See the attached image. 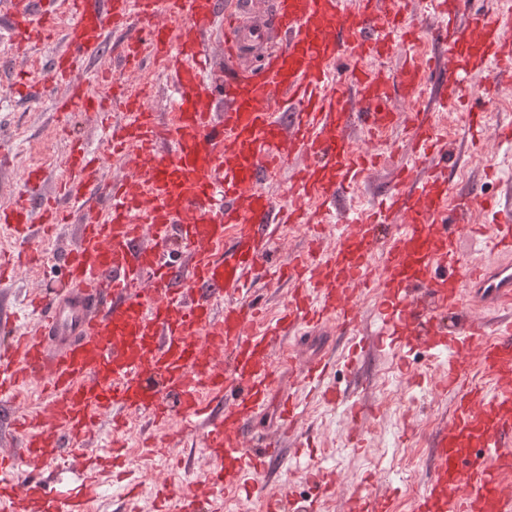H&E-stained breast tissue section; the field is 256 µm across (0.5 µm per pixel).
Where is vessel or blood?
Returning a JSON list of instances; mask_svg holds the SVG:
<instances>
[{"label":"vessel or blood","instance_id":"obj_1","mask_svg":"<svg viewBox=\"0 0 512 512\" xmlns=\"http://www.w3.org/2000/svg\"><path fill=\"white\" fill-rule=\"evenodd\" d=\"M466 4L423 0L411 17L399 0H274L267 23L246 25L220 0H27L9 9L17 53L64 35L52 64L55 80L68 85L57 109L104 114L90 87L109 71L89 82L73 76L118 31L125 66L151 57L178 95L167 121L141 92L125 94L119 121L100 125L101 152L70 141L66 175L41 208L30 201L46 174L33 167L11 208L0 209V224L27 245L18 266L37 263L58 225L78 221L77 243L61 255L63 279L29 303L34 333L20 332L13 314L0 316V394L43 383L40 406L13 419L17 450L0 454V512H16L19 489L42 512H89L113 458H86L73 484L50 491L23 482L24 466L54 463L63 445H78L102 419L118 432L132 416L162 422L175 414L201 426L213 458L228 460L210 478L214 491L255 470L269 479L258 491L260 512H315L312 500L283 494L276 482L291 464L283 446L300 433L299 403L282 397L275 434L260 435L255 420L277 382L273 349L327 323L356 336L365 289L379 298L378 346L404 337L446 369L437 389L451 396L452 410L433 431L434 465L413 512H512V198L495 204L457 192L441 168L457 143L439 134L435 113L415 105L423 71L435 72L439 108L476 94L487 105L467 113L457 142L489 127L512 144V120L493 125L487 113L500 87L512 85V0L473 14ZM272 29L279 47L259 72L243 68L248 47ZM211 32L225 37L219 63L231 75L207 91L219 64L204 48ZM426 38L443 52L423 70L406 54ZM391 55L405 59L396 73L363 65ZM342 58L353 67L339 83ZM475 74L482 83L472 82ZM397 99L409 112V158L383 206L358 213L354 233L324 250L336 189L364 176L373 142L399 120ZM115 155L129 170L118 182L104 177ZM296 157L279 202L263 184ZM285 224L302 228L307 245L264 272ZM463 235L485 239L501 260L463 255ZM174 247L187 257L183 267L167 261ZM263 273L290 289L275 323L259 331L249 294ZM336 361L330 350L306 358L300 383L325 382ZM307 473L334 493L333 469L316 459Z\"/></svg>","mask_w":512,"mask_h":512}]
</instances>
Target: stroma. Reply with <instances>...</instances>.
<instances>
[{
  "label": "stroma",
  "instance_id": "stroma-1",
  "mask_svg": "<svg viewBox=\"0 0 512 512\" xmlns=\"http://www.w3.org/2000/svg\"><path fill=\"white\" fill-rule=\"evenodd\" d=\"M119 43V38H112L101 57L92 63L93 68L109 70L112 76L111 83L96 85V93L107 99L122 90L146 89L147 105L164 119H172L171 78L149 62L135 70L115 67ZM57 48L58 43L53 40L29 56L13 55L7 34L0 28V153L8 158L0 168V207L8 205L19 190L21 175L29 166H43L48 184L62 178V160L69 139H83L92 147L99 143L94 115L75 110L63 114L56 108V101L63 94L50 76V63ZM407 150L402 128L381 134L374 150L381 159L380 165L369 179L342 199V206L356 211L390 192L389 167L400 162ZM446 174L455 184L474 186L486 197H498L505 182L512 181V151L488 144L483 153L447 166ZM74 240V225H62L57 244L45 246L46 259L40 267L13 270L0 281V304L21 310L27 296L61 277L63 270L54 253ZM332 346L342 359L334 366L329 383L337 391L352 394L357 415L312 394L302 395L301 400L306 427L319 435L308 452L334 468L336 493L325 495L298 467L285 476L287 489L294 496L313 499L316 512H345L343 495L355 488L382 498L384 512H411L431 464L429 434L450 405L448 397L433 393L442 367L428 359L423 347H412L402 340L386 350L364 347L353 366L344 360L351 348L350 341L322 333L305 337L303 344L311 355ZM141 426V419L130 421L120 450L124 465L136 472L142 485L140 512H154L153 490L160 481H168L170 492L175 495L193 486H203L219 469V462L211 459L201 444L191 445L180 437V417L165 424L169 448L155 457L145 455L139 445Z\"/></svg>",
  "mask_w": 512,
  "mask_h": 512
}]
</instances>
